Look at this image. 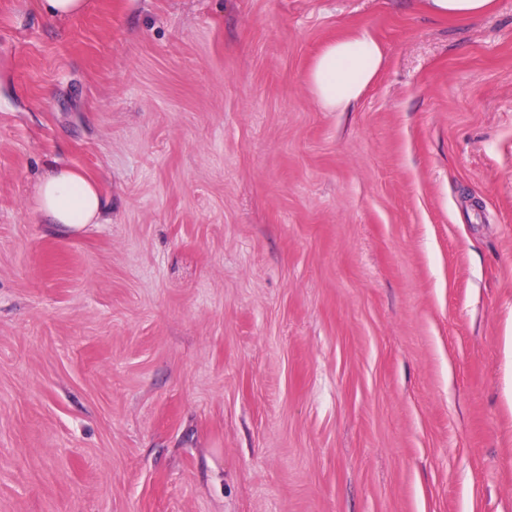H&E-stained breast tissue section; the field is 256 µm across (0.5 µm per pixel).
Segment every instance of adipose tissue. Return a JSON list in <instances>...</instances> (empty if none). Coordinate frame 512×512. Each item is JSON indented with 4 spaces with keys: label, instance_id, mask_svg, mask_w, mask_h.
Returning <instances> with one entry per match:
<instances>
[{
    "label": "adipose tissue",
    "instance_id": "obj_1",
    "mask_svg": "<svg viewBox=\"0 0 512 512\" xmlns=\"http://www.w3.org/2000/svg\"><path fill=\"white\" fill-rule=\"evenodd\" d=\"M494 0H422L426 13L468 21L491 11ZM384 63L381 43L365 34H352L328 44L314 60L309 89L315 102L329 112H344L363 94ZM34 209L68 231L100 223L103 216L98 185L71 168L48 171L37 183Z\"/></svg>",
    "mask_w": 512,
    "mask_h": 512
}]
</instances>
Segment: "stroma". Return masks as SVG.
Here are the masks:
<instances>
[{
  "mask_svg": "<svg viewBox=\"0 0 512 512\" xmlns=\"http://www.w3.org/2000/svg\"><path fill=\"white\" fill-rule=\"evenodd\" d=\"M0 512H512V0H0ZM43 13L53 19H63L82 13L88 0H38ZM426 13L450 20H474L491 11L494 0H421ZM381 43L366 34H351L328 44L314 60L309 89L328 112H346L380 73ZM34 209L49 224L77 231L86 224H99L103 216L98 185L71 168H53L37 183Z\"/></svg>",
  "mask_w": 512,
  "mask_h": 512,
  "instance_id": "1",
  "label": "stroma"
}]
</instances>
